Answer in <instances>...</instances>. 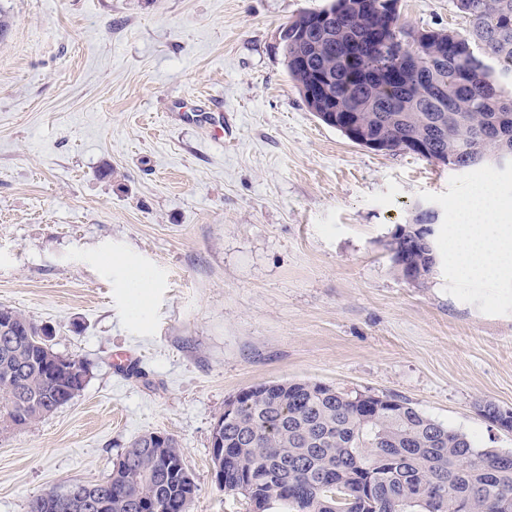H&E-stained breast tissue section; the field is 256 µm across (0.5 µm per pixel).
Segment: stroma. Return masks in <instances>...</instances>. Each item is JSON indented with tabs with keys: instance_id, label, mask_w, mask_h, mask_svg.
<instances>
[{
	"instance_id": "stroma-1",
	"label": "stroma",
	"mask_w": 512,
	"mask_h": 512,
	"mask_svg": "<svg viewBox=\"0 0 512 512\" xmlns=\"http://www.w3.org/2000/svg\"><path fill=\"white\" fill-rule=\"evenodd\" d=\"M329 0H0V305L51 326L83 391L0 428V512L103 480L135 438L173 435L190 512H251L220 490L211 433L257 384L397 394L480 448L512 432V276L467 281L448 255L459 202L512 169L378 153L322 123L289 78L282 33ZM400 24L465 33L451 0H401ZM221 100L224 139L168 118ZM433 204L420 283L386 243ZM118 349L141 369L123 376Z\"/></svg>"
}]
</instances>
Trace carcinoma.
<instances>
[{"mask_svg": "<svg viewBox=\"0 0 512 512\" xmlns=\"http://www.w3.org/2000/svg\"><path fill=\"white\" fill-rule=\"evenodd\" d=\"M348 15L306 28L305 40L282 38L289 78L301 97L320 84L312 112L355 114L391 150L474 167L512 145V0H452L469 20L467 35L430 29L421 44L424 66L395 70L380 48L345 59L382 27L379 0H350ZM423 149H415L416 144ZM393 235V269L403 277L428 266L415 225ZM49 327L22 311L0 307V421L28 428L71 401L85 387L88 367L48 366ZM238 407L220 416L224 442L220 489L243 496L260 512H512V453L477 448L467 435L428 417L408 400L347 393L313 381H277L240 391ZM158 453L133 441L110 476L89 487L97 506L85 508L49 491L27 512H185L198 486L178 440Z\"/></svg>", "mask_w": 512, "mask_h": 512, "instance_id": "carcinoma-1", "label": "carcinoma"}]
</instances>
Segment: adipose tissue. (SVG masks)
<instances>
[{
  "label": "adipose tissue",
  "instance_id": "ef3b65f1",
  "mask_svg": "<svg viewBox=\"0 0 512 512\" xmlns=\"http://www.w3.org/2000/svg\"><path fill=\"white\" fill-rule=\"evenodd\" d=\"M503 211L488 185L458 205L448 225V241L462 278L496 281L512 273V225L500 223Z\"/></svg>",
  "mask_w": 512,
  "mask_h": 512
}]
</instances>
